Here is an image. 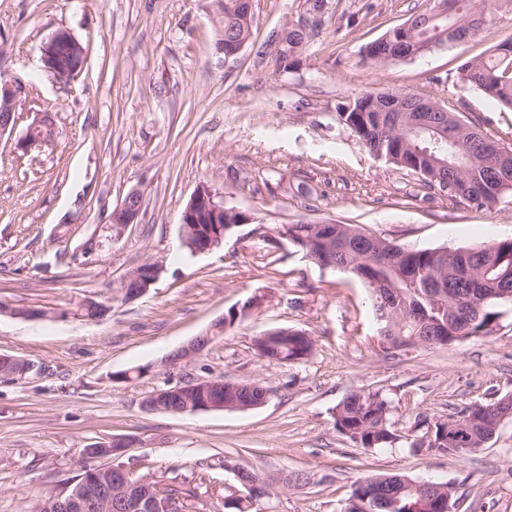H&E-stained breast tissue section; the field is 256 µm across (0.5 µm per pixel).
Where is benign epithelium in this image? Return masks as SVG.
<instances>
[{
  "label": "benign epithelium",
  "mask_w": 512,
  "mask_h": 512,
  "mask_svg": "<svg viewBox=\"0 0 512 512\" xmlns=\"http://www.w3.org/2000/svg\"><path fill=\"white\" fill-rule=\"evenodd\" d=\"M85 50L76 38L67 30L55 31L41 47V59L47 72L60 81H68L80 72L72 68L69 60L81 59ZM22 92V86L13 82H0V138L13 133L16 126L15 103ZM381 108L384 112H433V100L419 95H410L400 104L395 101V94L384 92L374 97L366 105L373 111ZM55 127L52 116L44 112L40 114L19 136L14 149L27 153L36 146L52 141ZM142 209V195L137 191L130 192L124 202L113 209L111 221L113 230L119 232L129 224L138 223ZM236 216L234 223L246 224L251 217L241 211H227L224 201L206 184L197 187L187 203L182 217L181 234L185 244L191 243L196 236L199 218H204L214 225L201 245L192 246L195 253L209 251L224 243V214ZM163 267L151 260H145L132 268L122 280V299L126 302L143 296L159 279ZM210 343V336H198L177 351V360L190 362L203 348ZM223 383L218 379H197L191 384H183L169 390L156 392L143 404L148 412L164 411L179 414L202 411L248 410L255 405L232 406L219 399H197L196 394H206L218 390ZM133 440L127 436H114L106 447L110 451L103 455L96 446L90 445L81 451L82 465L77 478L62 483L60 490L48 492L39 504L42 512H180L177 500L163 495H155L153 499L133 496L130 494L133 473L125 466L115 463L132 447ZM112 459L114 463L107 466H96L92 461ZM111 474L112 483L108 487L100 486V472Z\"/></svg>",
  "instance_id": "obj_1"
}]
</instances>
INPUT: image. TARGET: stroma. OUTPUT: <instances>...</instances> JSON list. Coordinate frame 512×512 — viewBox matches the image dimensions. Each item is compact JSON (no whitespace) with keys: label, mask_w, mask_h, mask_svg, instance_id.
Instances as JSON below:
<instances>
[{"label":"stroma","mask_w":512,"mask_h":512,"mask_svg":"<svg viewBox=\"0 0 512 512\" xmlns=\"http://www.w3.org/2000/svg\"><path fill=\"white\" fill-rule=\"evenodd\" d=\"M423 3L324 0L321 26L286 69L279 34L312 18V0H255L251 40L229 59L222 0H0V77L23 86L16 130L40 112L55 124L53 143L25 154L0 139V356L36 365L0 378V512H29L78 472L83 448L115 435L134 440L120 464L179 489L183 512H224L238 467L311 476L275 486L253 512H341L360 480L388 472L451 483L450 512H512V418L473 453L412 445L435 422L512 394V308L490 334L388 351L363 282L275 240L277 225L333 220L410 249L512 239V192L485 208L450 198L371 155L339 119L357 94L415 93L452 102L512 145V108L459 79L512 37L511 8L469 41L387 65L366 59V45ZM62 28L86 50L67 83L41 63ZM203 183L252 221L192 254L180 225ZM134 190L138 223L113 231V209ZM146 259L161 278L123 301L124 276ZM89 297L110 312L76 318ZM254 297L259 308L215 333ZM29 308L47 315L17 317ZM279 328L309 335L311 355L290 365L259 356L254 338ZM209 333L191 362H169ZM215 377L259 382L269 397L245 411L142 408L157 390ZM354 391L388 400L392 447L363 448L337 430L336 407Z\"/></svg>","instance_id":"1"}]
</instances>
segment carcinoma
<instances>
[{"mask_svg":"<svg viewBox=\"0 0 512 512\" xmlns=\"http://www.w3.org/2000/svg\"><path fill=\"white\" fill-rule=\"evenodd\" d=\"M434 2L415 14L413 29L403 39L392 28L385 33L391 51L414 50L417 55L451 41L460 28L469 24L486 28L493 12L512 4V0H444L445 13L434 12ZM251 30L242 21L238 0H224V39L231 42L250 40ZM461 82L512 106V38L500 42L495 52L465 63ZM364 92L353 98L346 110L338 113L348 126L378 158L418 172L429 173L424 182L431 188L448 192L453 198L478 208L488 207L505 193L493 191L496 185L512 183V163L507 168L492 164L498 139L488 137L468 120L454 126L455 141L435 145L429 131H410L413 112H365ZM436 150L448 167L432 164L426 149ZM297 242L306 256L317 255L331 267L361 279L371 291L378 336L394 350L451 345L470 336L486 335L501 315L512 307V300L489 297L507 282L512 284V240L477 249H455L454 258L441 259L437 249H409L381 239L362 243L354 224L280 225ZM442 285L444 304L436 307L430 300L432 287ZM262 354L284 364L304 360L312 352V340L298 330L279 332L258 343ZM264 387L246 382L224 389V403L253 402ZM512 411V394L489 405H475L457 416L434 424L429 447L452 452L456 445L448 441L455 427L469 431L470 445L481 448L491 439L501 422L499 416ZM340 433L362 448H388L397 440L390 421V406L380 394L353 391L338 404L335 413ZM416 479L397 473L379 474L360 482L342 512H428L424 495L412 489ZM452 486L438 483L431 494V508L441 512L451 498Z\"/></svg>","mask_w":512,"mask_h":512,"instance_id":"1","label":"carcinoma"}]
</instances>
